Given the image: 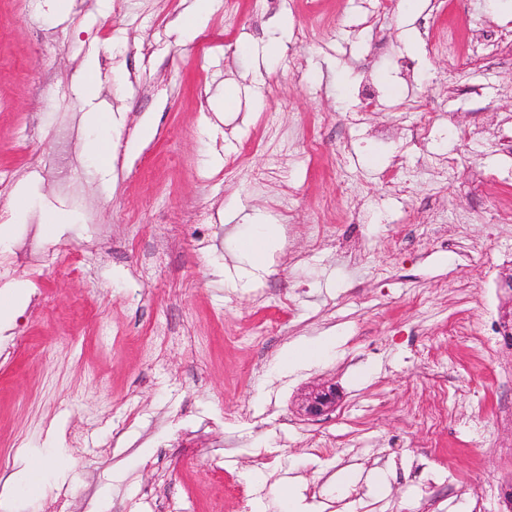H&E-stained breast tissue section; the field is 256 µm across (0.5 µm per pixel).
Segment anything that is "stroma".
Here are the masks:
<instances>
[{
    "instance_id": "35a3bbf8",
    "label": "stroma",
    "mask_w": 512,
    "mask_h": 512,
    "mask_svg": "<svg viewBox=\"0 0 512 512\" xmlns=\"http://www.w3.org/2000/svg\"><path fill=\"white\" fill-rule=\"evenodd\" d=\"M193 2L0 0V512H280L286 481L311 512H502L475 491L512 480V350L450 324L512 275V0H210L187 33ZM478 23L486 58L433 49ZM485 320L479 315L463 310L456 314L453 321L455 334L467 339L471 348L481 356H484L492 349L493 341L484 333ZM334 344L336 340L324 338L310 346L295 345L285 351L281 361L288 363V366L309 364L325 357ZM336 397L333 385H317L304 394L298 405L299 411L311 418L328 415L336 408Z\"/></svg>"
}]
</instances>
